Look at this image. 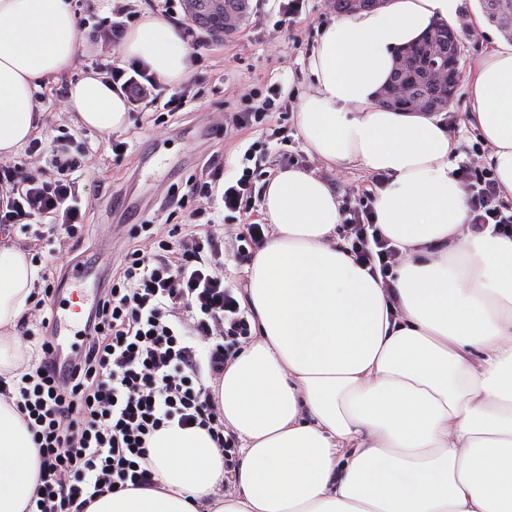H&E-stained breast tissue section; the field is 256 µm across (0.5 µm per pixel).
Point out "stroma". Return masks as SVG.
Listing matches in <instances>:
<instances>
[{"label": "stroma", "instance_id": "35a3bbf8", "mask_svg": "<svg viewBox=\"0 0 512 512\" xmlns=\"http://www.w3.org/2000/svg\"><path fill=\"white\" fill-rule=\"evenodd\" d=\"M248 2V14L232 35L206 30L201 43L190 44L187 78L180 87L164 88L168 97L186 91L189 101L183 109L162 125L155 124L153 111L133 112L126 130L107 134L75 126L62 102L72 81L99 65L124 68L129 61L121 44L108 36L113 14L103 0H73L82 48L68 79L42 85L45 97L34 102L41 114L38 138L44 146L56 141L73 155L87 144L95 148L76 173L89 232L81 242L61 244L57 258L41 256L55 278H62L67 262L75 257L99 261L108 271L119 267L132 242L133 225L165 223L170 217L160 209L162 198L172 190L187 194L195 181L207 176L213 158L223 161L229 179L240 174L245 151H252L259 188L287 168L289 159H298L300 168L324 178L342 203L353 190L370 186L372 175L361 166L335 169L309 155L295 122L301 101L314 89L310 55L338 14L327 0H305L301 13L286 21L277 0ZM453 27L460 34L457 91L440 118L453 128V159L459 164L478 137L466 121L471 110L467 74L505 35L484 19L479 0H461ZM270 96L276 107L262 123L235 128L241 112L261 106ZM118 142L126 145L120 154L112 150Z\"/></svg>", "mask_w": 512, "mask_h": 512}]
</instances>
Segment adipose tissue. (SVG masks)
<instances>
[{"label":"adipose tissue","instance_id":"ef3b65f1","mask_svg":"<svg viewBox=\"0 0 512 512\" xmlns=\"http://www.w3.org/2000/svg\"><path fill=\"white\" fill-rule=\"evenodd\" d=\"M460 0H391L343 16L309 60L314 90L296 124L310 152L388 181L375 222L404 254L382 288L336 236L331 186L288 168L266 183L269 238L241 296L258 339L216 391L240 442L235 491L208 434L170 427L150 442L153 487L108 492L85 512H512V237L468 226L440 119L379 106L395 50ZM80 49L70 0H0V158L38 128L31 91L67 74ZM123 54L168 85L189 71L180 28L143 13ZM469 121L494 150L512 200V45L470 76ZM83 127L125 130L128 104L91 73L70 86ZM41 265L0 239V377L23 358L14 333L44 282ZM25 418L0 392V512H25L38 475Z\"/></svg>","mask_w":512,"mask_h":512}]
</instances>
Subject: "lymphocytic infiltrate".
Here are the masks:
<instances>
[{
    "instance_id": "f902f5d3",
    "label": "lymphocytic infiltrate",
    "mask_w": 512,
    "mask_h": 512,
    "mask_svg": "<svg viewBox=\"0 0 512 512\" xmlns=\"http://www.w3.org/2000/svg\"><path fill=\"white\" fill-rule=\"evenodd\" d=\"M106 73L132 109L171 112L186 103L181 96L158 94L143 65L113 66ZM49 163L57 171L50 180L0 165L1 233L46 219L56 235L81 238L85 214L73 179L81 161L54 151ZM456 174L469 195L472 229L512 233V202L500 197L494 173L471 158ZM253 179L246 167L225 180L223 164L213 165L208 181L193 188L199 206L170 198L188 208L187 223L160 224L152 233L145 225L134 227L133 236L147 235L148 242L133 245L111 284L101 289L83 330L87 350L64 371L55 369L51 357L46 311L54 285L46 283L43 298L19 325L35 353L14 382L15 405L27 419L39 459L27 512H84L105 493L152 486L149 444L171 426L206 430L225 468H232L236 442L226 432L214 386L233 350L252 333L224 283V227L210 212L218 202L232 213L247 210ZM385 181L375 175L372 189L355 194L343 222L350 253L387 288L402 256L373 222V190Z\"/></svg>"
}]
</instances>
